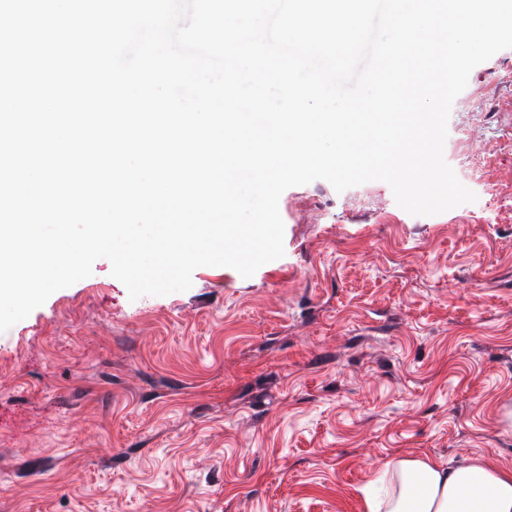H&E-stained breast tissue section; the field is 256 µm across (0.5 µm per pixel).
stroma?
I'll return each instance as SVG.
<instances>
[{
	"label": "stroma",
	"mask_w": 512,
	"mask_h": 512,
	"mask_svg": "<svg viewBox=\"0 0 512 512\" xmlns=\"http://www.w3.org/2000/svg\"><path fill=\"white\" fill-rule=\"evenodd\" d=\"M444 158L475 202L316 180L250 277L133 301L101 258L0 333V512H365L397 456L512 469V48Z\"/></svg>",
	"instance_id": "35a3bbf8"
}]
</instances>
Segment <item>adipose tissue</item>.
Wrapping results in <instances>:
<instances>
[{"mask_svg":"<svg viewBox=\"0 0 512 512\" xmlns=\"http://www.w3.org/2000/svg\"><path fill=\"white\" fill-rule=\"evenodd\" d=\"M384 496L367 495L368 512H512V470L480 460L448 469L422 458L389 460Z\"/></svg>","mask_w":512,"mask_h":512,"instance_id":"1","label":"adipose tissue"}]
</instances>
